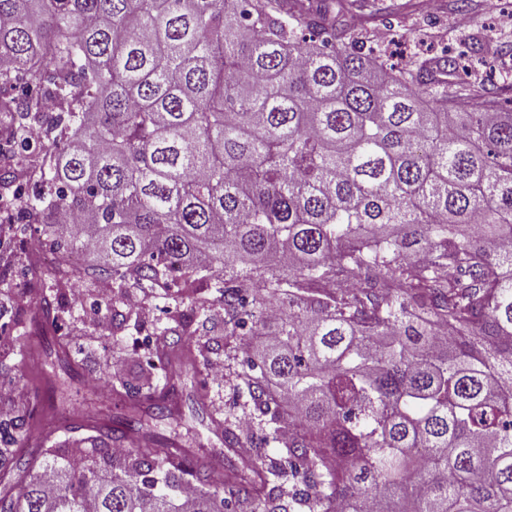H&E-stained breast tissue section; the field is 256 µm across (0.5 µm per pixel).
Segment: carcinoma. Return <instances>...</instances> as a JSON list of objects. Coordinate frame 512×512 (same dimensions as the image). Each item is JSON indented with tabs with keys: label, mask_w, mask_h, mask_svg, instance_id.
<instances>
[{
	"label": "carcinoma",
	"mask_w": 512,
	"mask_h": 512,
	"mask_svg": "<svg viewBox=\"0 0 512 512\" xmlns=\"http://www.w3.org/2000/svg\"><path fill=\"white\" fill-rule=\"evenodd\" d=\"M3 60L4 126L40 140L0 164L38 187L5 223L61 255L43 315L77 282L189 301L168 348L248 344L255 457L281 448L217 487L151 432L174 398L124 382L118 426L0 448V512H512V112L423 95L302 0H0Z\"/></svg>",
	"instance_id": "obj_1"
}]
</instances>
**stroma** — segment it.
<instances>
[{"label":"stroma","instance_id":"stroma-1","mask_svg":"<svg viewBox=\"0 0 512 512\" xmlns=\"http://www.w3.org/2000/svg\"><path fill=\"white\" fill-rule=\"evenodd\" d=\"M349 27V39L374 48L377 55L393 54L404 68L418 69L433 53L449 49L470 60L467 70L445 76L459 98L495 102L497 109L512 111V100L502 97L512 84V0H438L428 9L424 0H333ZM33 237L15 235L0 228V246L14 253L18 280L0 284V325L13 328L17 341L13 352L0 360V386L12 388L13 396L0 400V409H21L27 399L42 398L45 381L65 384L67 417L39 409L33 430L18 436L12 449L28 458L68 438V422L89 426L112 424L122 413L125 393L113 390V381H137L151 372L158 388H173L180 411L172 418L151 421L152 431L175 438L182 448L209 450L207 463L217 469L225 456L240 459L239 451H227L224 437L211 421L218 409L243 420L244 400L234 381L240 356L230 348L217 359V375H199L188 365L170 363L168 356L149 354L147 339L158 335L174 312L176 303L160 288H133L117 299L120 311H139L138 320L100 330L95 302L103 289L76 284L62 298L67 311L59 323L44 318L38 305L26 309L23 326H14L13 292L34 281L38 260Z\"/></svg>","mask_w":512,"mask_h":512}]
</instances>
